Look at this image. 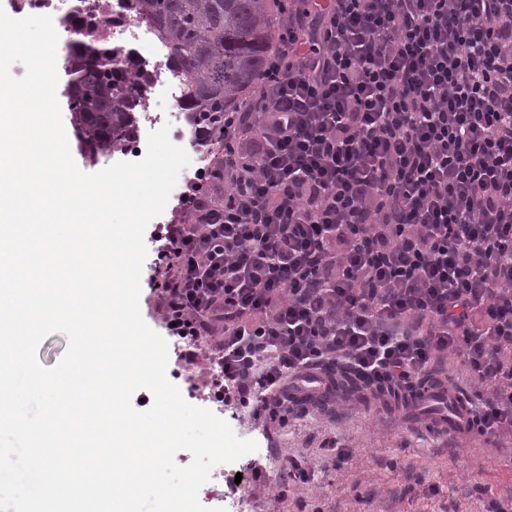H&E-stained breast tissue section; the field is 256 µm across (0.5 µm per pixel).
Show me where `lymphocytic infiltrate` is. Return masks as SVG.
<instances>
[{
	"mask_svg": "<svg viewBox=\"0 0 512 512\" xmlns=\"http://www.w3.org/2000/svg\"><path fill=\"white\" fill-rule=\"evenodd\" d=\"M277 41L150 233L192 387L284 428L338 374L398 396L453 354L456 432L512 435V0H282ZM442 371L444 374L448 373V377L451 378V382L448 383L449 388L460 392L470 391V377L463 371L452 356H449L448 362H445ZM427 388V394H436L438 395V398H447L450 404H452L454 413L451 417V423L453 425L463 422V419L467 416V409L461 395L449 388L447 392L444 391V386H437L434 388L427 386Z\"/></svg>",
	"mask_w": 512,
	"mask_h": 512,
	"instance_id": "obj_1",
	"label": "lymphocytic infiltrate"
}]
</instances>
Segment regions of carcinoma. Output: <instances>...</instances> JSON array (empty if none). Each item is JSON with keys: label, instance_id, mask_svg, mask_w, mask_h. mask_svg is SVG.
<instances>
[{"label": "carcinoma", "instance_id": "1", "mask_svg": "<svg viewBox=\"0 0 512 512\" xmlns=\"http://www.w3.org/2000/svg\"><path fill=\"white\" fill-rule=\"evenodd\" d=\"M133 15L166 43L169 71L183 81L178 108L196 146L224 144V113L256 85L277 37L270 0H127ZM63 68L67 106L80 144L93 159L133 142L137 108L150 75L131 53L87 34L84 17L69 21Z\"/></svg>", "mask_w": 512, "mask_h": 512}]
</instances>
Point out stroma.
I'll use <instances>...</instances> for the list:
<instances>
[{
	"label": "stroma",
	"instance_id": "obj_1",
	"mask_svg": "<svg viewBox=\"0 0 512 512\" xmlns=\"http://www.w3.org/2000/svg\"><path fill=\"white\" fill-rule=\"evenodd\" d=\"M443 414L431 399L382 404L355 389L284 431L263 432L246 412L225 411L239 438L261 440L269 479L279 476L287 455L315 472L313 485L290 490L284 503L274 501L271 489L246 490L243 512H297L301 502L323 512H487L491 502L512 501V443L428 433L426 423ZM332 438L351 452L337 467L323 449ZM430 483L439 486L438 495L428 494Z\"/></svg>",
	"mask_w": 512,
	"mask_h": 512
}]
</instances>
